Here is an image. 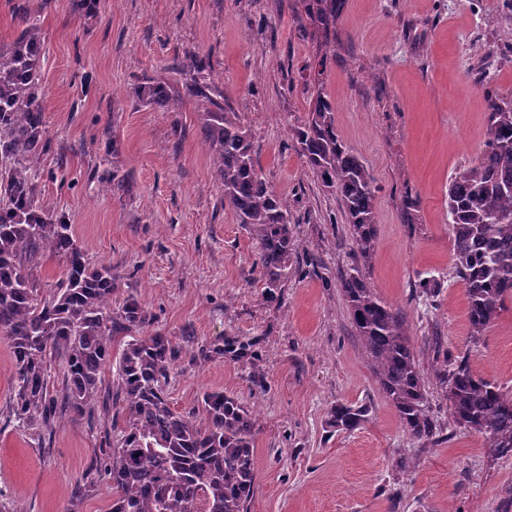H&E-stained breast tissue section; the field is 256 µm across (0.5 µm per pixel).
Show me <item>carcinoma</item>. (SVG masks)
I'll use <instances>...</instances> for the list:
<instances>
[{"mask_svg": "<svg viewBox=\"0 0 512 512\" xmlns=\"http://www.w3.org/2000/svg\"><path fill=\"white\" fill-rule=\"evenodd\" d=\"M310 18L324 27L342 0H305ZM328 55L317 54L302 76L308 116L292 129L296 153L323 186L338 195L360 260L377 247L378 187L363 161L343 142L335 106L323 91ZM136 97L158 108L176 101L160 83L144 82ZM37 102L0 119V336L15 365L12 417L17 427L49 435L62 420L93 421L98 409L123 416L117 434H105L103 473L110 480L109 512H247L257 478L252 411L221 390L206 391L197 411L170 406L167 387L178 358L160 334L129 341L112 359L118 334L140 332L151 317L134 298L112 308V266H92L73 236V225L44 210L35 198L28 160L46 140ZM484 144L474 163L448 184L456 275L465 288L470 335L482 336L512 300V101L487 100ZM202 134L212 154L224 208L258 241L265 295L279 297L282 270L293 251L288 203L257 169L249 131L234 112L204 113ZM64 258L58 280L43 287L45 258ZM349 318L368 363L402 429L431 439L424 376L401 313L371 288L360 267L339 280ZM62 393L50 392L52 363ZM116 366V391L102 392V373ZM455 420L483 436L502 457L512 455V395L475 376L461 360L444 379ZM364 406L338 405L330 424L352 430Z\"/></svg>", "mask_w": 512, "mask_h": 512, "instance_id": "carcinoma-1", "label": "carcinoma"}]
</instances>
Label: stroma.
Returning <instances> with one entry per match:
<instances>
[{
	"label": "stroma",
	"instance_id": "35a3bbf8",
	"mask_svg": "<svg viewBox=\"0 0 512 512\" xmlns=\"http://www.w3.org/2000/svg\"><path fill=\"white\" fill-rule=\"evenodd\" d=\"M33 28L47 140L31 162L37 199L68 218L90 263L111 265L113 303L137 299L150 331L178 347L173 409L221 390L252 411L249 512H512V457L455 421L442 383L446 363L463 359L512 393V303L471 336L446 203L482 147L485 88L512 99V0H344L332 36L302 0H103L91 22L73 0H0L1 52ZM324 47L336 128L379 187L365 266L335 192L287 146L307 117L302 70ZM146 81L166 84L179 107L139 101ZM214 105L250 129L258 170L288 201L294 250L275 300L215 179L201 133ZM358 265L406 320L438 441L403 432L368 364L337 286ZM425 278L440 285L432 305L414 293ZM228 339L250 356H206ZM14 374L0 337V512H108L99 427L19 430ZM339 404L368 413L337 430Z\"/></svg>",
	"mask_w": 512,
	"mask_h": 512
}]
</instances>
